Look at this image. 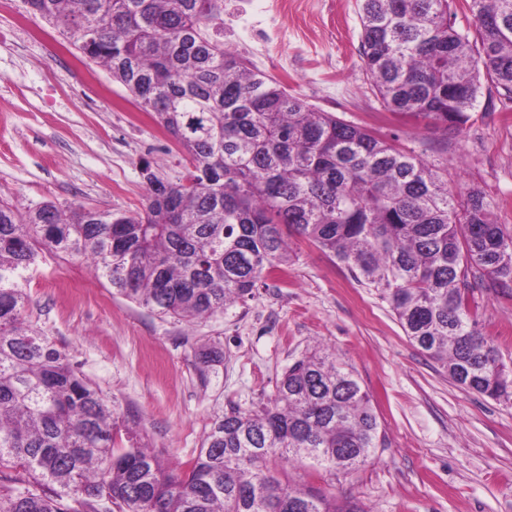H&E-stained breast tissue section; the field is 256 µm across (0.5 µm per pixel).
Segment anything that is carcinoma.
I'll return each mask as SVG.
<instances>
[{
  "label": "carcinoma",
  "mask_w": 512,
  "mask_h": 512,
  "mask_svg": "<svg viewBox=\"0 0 512 512\" xmlns=\"http://www.w3.org/2000/svg\"><path fill=\"white\" fill-rule=\"evenodd\" d=\"M104 67L187 155L184 180L145 163L135 213L0 201V512H358L271 466L351 472L384 447L369 393L316 347L256 410L216 419L184 469L119 418L32 321L25 274L47 251L80 258L117 293L187 323L224 312L291 262L294 232L386 301L405 335L465 391L512 400V362L478 328L473 279L512 291V234L440 161L309 107L224 49V0H24ZM360 0L361 54L383 111L444 133L482 81L512 97V0ZM204 375L223 359L195 352Z\"/></svg>",
  "instance_id": "cac0c4a2"
}]
</instances>
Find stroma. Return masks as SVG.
Wrapping results in <instances>:
<instances>
[{"instance_id": "35a3bbf8", "label": "stroma", "mask_w": 512, "mask_h": 512, "mask_svg": "<svg viewBox=\"0 0 512 512\" xmlns=\"http://www.w3.org/2000/svg\"><path fill=\"white\" fill-rule=\"evenodd\" d=\"M357 0H224V48L307 105L358 124L380 105L361 59ZM402 147L448 163L458 195L480 189L512 232V100L479 94L469 121L441 136L387 115ZM183 178L181 148L102 67L81 62L22 0H0V199L102 211L142 209L143 162ZM283 276L194 325L160 319L96 279L81 260L45 255L27 274L30 313L118 414L138 418L169 463L192 460L212 423L256 409L315 345L357 372L387 444L327 496L362 512H512V402L464 391L404 334L388 304L314 245L296 239ZM482 331L512 358V297L475 284ZM219 346L200 374L194 351Z\"/></svg>"}]
</instances>
